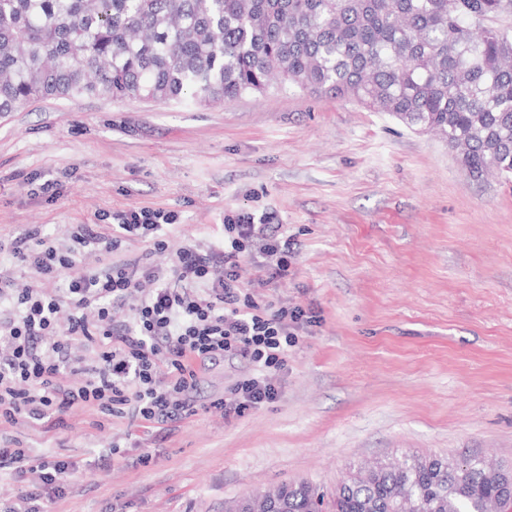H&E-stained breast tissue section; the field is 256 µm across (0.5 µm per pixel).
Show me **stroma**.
Returning a JSON list of instances; mask_svg holds the SVG:
<instances>
[{"instance_id": "obj_1", "label": "stroma", "mask_w": 512, "mask_h": 512, "mask_svg": "<svg viewBox=\"0 0 512 512\" xmlns=\"http://www.w3.org/2000/svg\"><path fill=\"white\" fill-rule=\"evenodd\" d=\"M140 207L179 213L165 251L126 242L76 270L165 264L247 211L287 225L293 249L266 299L319 322L289 348L277 398L241 416L216 406L248 367L228 356L201 371L203 409L172 433L92 408L58 432L0 426L75 464L52 512H224L411 454L512 466V183L474 179L445 142L354 99L291 85L212 106L79 98L0 115V238L37 224L65 250L73 225L108 234L100 214ZM115 440L124 458L98 468Z\"/></svg>"}]
</instances>
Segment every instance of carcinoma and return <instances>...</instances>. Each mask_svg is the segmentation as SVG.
Instances as JSON below:
<instances>
[{
    "instance_id": "cac0c4a2",
    "label": "carcinoma",
    "mask_w": 512,
    "mask_h": 512,
    "mask_svg": "<svg viewBox=\"0 0 512 512\" xmlns=\"http://www.w3.org/2000/svg\"><path fill=\"white\" fill-rule=\"evenodd\" d=\"M512 0H0V112L93 97L208 106L273 83L350 95L512 179ZM275 512H499L512 467L411 455Z\"/></svg>"
}]
</instances>
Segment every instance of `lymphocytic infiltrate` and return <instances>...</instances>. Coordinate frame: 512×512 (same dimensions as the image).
I'll return each instance as SVG.
<instances>
[{
    "label": "lymphocytic infiltrate",
    "instance_id": "1",
    "mask_svg": "<svg viewBox=\"0 0 512 512\" xmlns=\"http://www.w3.org/2000/svg\"><path fill=\"white\" fill-rule=\"evenodd\" d=\"M111 219L108 236L98 225H75L66 253L39 226L0 241V252L37 277L19 289L0 273V424L23 419L58 430L87 406L157 426L181 421L198 412L192 397L198 366L227 354L251 368L224 400L225 414L273 401L277 375L305 324L302 309L258 297L270 280L289 275L286 226L238 213L225 217L222 242H186L167 265L135 259L74 272L77 254L86 250L109 255L126 241L164 249L179 214L142 207ZM256 253L270 262L246 288L242 264ZM66 270L70 279L56 287ZM120 308L129 313L126 321L116 319ZM92 344L98 352L89 360L83 351ZM2 469L26 488L7 512H48L69 472L61 461L0 444Z\"/></svg>",
    "mask_w": 512,
    "mask_h": 512
}]
</instances>
